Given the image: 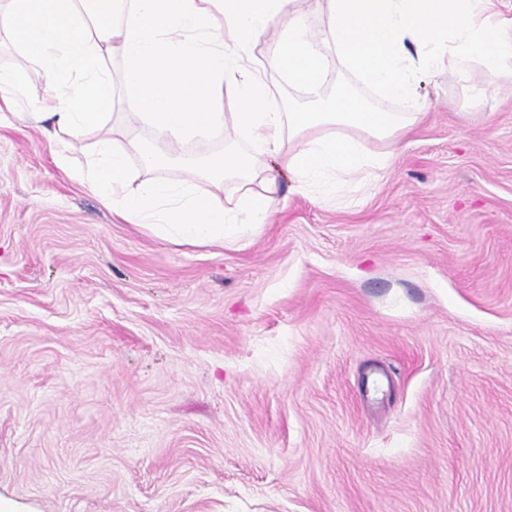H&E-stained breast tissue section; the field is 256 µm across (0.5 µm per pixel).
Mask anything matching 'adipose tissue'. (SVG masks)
I'll return each instance as SVG.
<instances>
[{
  "label": "adipose tissue",
  "instance_id": "obj_1",
  "mask_svg": "<svg viewBox=\"0 0 512 512\" xmlns=\"http://www.w3.org/2000/svg\"><path fill=\"white\" fill-rule=\"evenodd\" d=\"M322 2L327 23L319 34L294 0H0V30L52 78V95L28 119L51 121L54 136L104 125L114 94L107 62L116 54L124 62L126 127L158 124L175 145L233 128L236 143L189 157L106 135L75 176L150 235L240 246L278 211L281 171L300 191L332 195L341 183L388 169L392 154L365 151L348 130L402 139L428 110L418 91L423 78L445 69L465 80L478 67L481 96L512 69V0ZM272 29L280 38L264 64L254 65L251 45ZM333 61L405 111L380 112L350 97L325 100L323 75ZM270 71L320 109L284 111L266 79ZM225 90L234 93L236 111L219 110ZM133 153L137 172L129 166ZM167 163L234 178L237 192L208 194L192 177H154Z\"/></svg>",
  "mask_w": 512,
  "mask_h": 512
}]
</instances>
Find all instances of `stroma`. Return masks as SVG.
<instances>
[{
    "label": "stroma",
    "instance_id": "35a3bbf8",
    "mask_svg": "<svg viewBox=\"0 0 512 512\" xmlns=\"http://www.w3.org/2000/svg\"><path fill=\"white\" fill-rule=\"evenodd\" d=\"M0 113V504L9 512H512V72H447L385 171L280 178L246 246L174 245ZM328 96L398 111L330 68Z\"/></svg>",
    "mask_w": 512,
    "mask_h": 512
}]
</instances>
